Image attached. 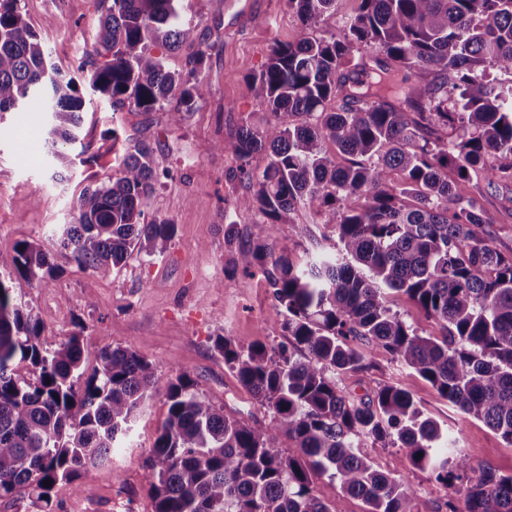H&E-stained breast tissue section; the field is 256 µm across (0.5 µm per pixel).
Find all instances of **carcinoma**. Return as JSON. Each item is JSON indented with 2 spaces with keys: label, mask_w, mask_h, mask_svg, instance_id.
I'll use <instances>...</instances> for the list:
<instances>
[{
  "label": "carcinoma",
  "mask_w": 512,
  "mask_h": 512,
  "mask_svg": "<svg viewBox=\"0 0 512 512\" xmlns=\"http://www.w3.org/2000/svg\"><path fill=\"white\" fill-rule=\"evenodd\" d=\"M23 2L0 0V115L44 99L45 144L65 170L73 158L58 143L78 141L85 100L51 63ZM101 2L95 47L81 66L92 92L115 111L169 107L170 120L183 121L208 92L198 77L205 50L185 74L153 53L194 41L180 0ZM358 2L341 35L317 37L336 0H288L298 38L274 42L244 81L270 119L246 120L237 131L247 192L235 207L255 212L266 236L243 240L227 224L224 240L237 246L243 270L262 271L287 342L218 335L214 349L270 422L226 415L186 372L160 384L157 366L130 348L101 349L84 376L81 333L43 347L39 312L14 302L0 280V497L29 490L51 512L57 482L92 479L161 391L167 416L143 464L155 512H338L313 493L316 474L339 479L366 512H414L413 493L374 466L367 438L408 449L414 465L445 485H464L465 512H512V473L468 468L407 389L385 384L357 399L336 383L340 373L375 367L354 346L365 342L512 446V254L493 246L481 208L456 188L473 172L512 182V82L490 77L492 69L512 75V0ZM356 47L365 53L358 66L373 74L361 93L350 91ZM445 127L457 132L447 143L438 135ZM327 141L348 164L336 166ZM257 153L267 155L260 172L250 167ZM157 179L151 145L124 153L118 175L80 194L77 221L60 229L59 255L96 272L136 251L164 255L175 225L143 210ZM299 205L327 217L337 257L297 269L275 254L268 239ZM14 252L17 277L30 286L54 272L56 256L29 241ZM393 293L438 322L440 335L418 334L392 310ZM18 358L34 379L15 374ZM281 437L297 454L277 448Z\"/></svg>",
  "instance_id": "cac0c4a2"
}]
</instances>
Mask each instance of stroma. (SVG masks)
<instances>
[{
	"label": "stroma",
	"mask_w": 512,
	"mask_h": 512,
	"mask_svg": "<svg viewBox=\"0 0 512 512\" xmlns=\"http://www.w3.org/2000/svg\"><path fill=\"white\" fill-rule=\"evenodd\" d=\"M25 18L35 29L63 75L74 76L93 51V35L102 12L99 0H25ZM182 15L195 25V41L166 54L165 66L187 71L198 48L207 56L202 73L209 85L203 105L180 124L164 110L110 111L87 84L79 89L86 101L80 139L84 154L74 168L56 176L39 137L41 110L0 116V280L15 276L14 246L27 240L43 251L56 252L55 229L74 223L81 189L118 174L115 154L146 142L154 147L159 167L169 169L144 203L148 218H165L175 234L164 256L132 255L109 272L84 270L60 261L54 274L12 295L38 311L44 321L41 342L58 348L74 331L84 338L85 373L96 366L104 347H130L154 362L162 378L187 372L201 392L223 404L226 414L248 421H269L261 408L213 349L223 334L270 343L279 339V318L261 271L244 273L233 264L234 249L224 243V227L240 233L264 232L256 216L237 210L233 201L246 186L234 172L239 160L232 149L244 120L266 114L262 101L243 91L246 77L257 73L273 42H292L298 21L286 0H182ZM490 219L495 246L512 254V184L489 183L483 174L459 184ZM309 225L298 236L295 225ZM337 236L324 217L298 206L290 221L277 225L275 246L296 267L333 251ZM377 369L346 372L337 377L346 394L360 397L387 383L412 394L426 416L455 438L472 469L492 467L512 472V446L483 422L461 414L429 382L392 363L386 353L374 356ZM162 396L146 401L124 448L99 466L92 480L73 491L58 482L52 492L55 512H154L142 463L166 417ZM364 446L381 471L403 478L414 494L415 512H445L447 500L462 501L457 487L436 481L430 469L411 465L402 448L365 440Z\"/></svg>",
	"instance_id": "35a3bbf8"
}]
</instances>
